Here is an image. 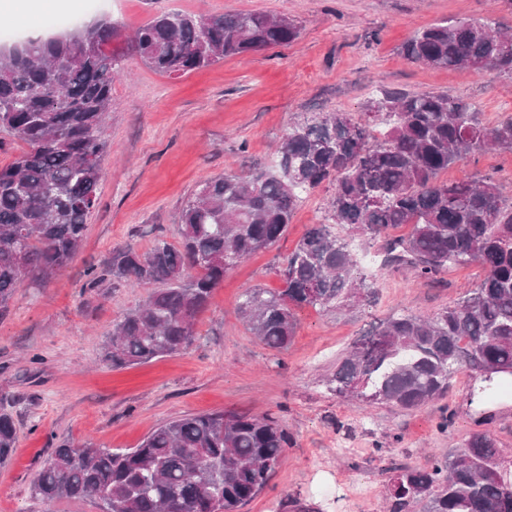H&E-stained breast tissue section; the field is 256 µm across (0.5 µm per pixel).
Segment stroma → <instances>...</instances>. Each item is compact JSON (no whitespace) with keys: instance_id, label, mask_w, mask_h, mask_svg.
I'll return each instance as SVG.
<instances>
[{"instance_id":"35a3bbf8","label":"stroma","mask_w":512,"mask_h":512,"mask_svg":"<svg viewBox=\"0 0 512 512\" xmlns=\"http://www.w3.org/2000/svg\"><path fill=\"white\" fill-rule=\"evenodd\" d=\"M25 16L0 26L30 35L34 20L76 23L106 16L121 25L122 55L104 120L108 151L99 205L74 260L45 285L19 288L0 311V408L16 424L18 446L0 465V512H97L93 504H45L31 493L44 460L59 444L92 440L138 447L161 424L188 413L239 411L277 416L292 437L268 488L242 512H386L392 464L424 467L475 432L497 439L512 467V378L481 395L480 375L452 377L447 395L418 410L366 406L336 397L329 379L362 335L400 313L432 316L461 300L483 276L480 265L452 268L438 280L406 267L380 270V242L354 239L361 266L376 276L378 298L338 311L297 312L288 349L271 351L239 320L248 288H280L276 273L333 194L325 184L300 203L286 235L224 275L198 315L184 352L114 369L101 360L112 323L147 291L104 283L86 288L88 268L105 267L119 246L147 250L179 239L181 212L208 179L267 165L288 128L304 118L348 112L362 118L387 89L442 92L474 103L483 123L512 113V79L490 70L437 69L406 60L404 42L442 21L463 19L512 31V0H29ZM216 16L264 12L300 29L285 47L224 58L174 78L127 48V37L159 12ZM489 176L512 201V152L474 153L441 173L452 182ZM455 413L440 430L445 409Z\"/></svg>"}]
</instances>
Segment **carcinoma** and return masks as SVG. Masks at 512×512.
<instances>
[{
  "label": "carcinoma",
  "instance_id": "carcinoma-1",
  "mask_svg": "<svg viewBox=\"0 0 512 512\" xmlns=\"http://www.w3.org/2000/svg\"><path fill=\"white\" fill-rule=\"evenodd\" d=\"M118 36L116 24L101 19L0 46V128L26 145L0 166L1 309L25 281H49L81 246L98 205ZM298 36L286 16L164 12L138 27L130 45L153 70L180 76ZM402 55L435 68L512 77V35L488 23L434 24L408 40ZM364 115L331 112L293 125L254 175L212 178L189 196L178 243L158 240L143 253L118 248L107 267L88 269L91 290L110 279L149 289L113 323L102 360L123 368L189 348L196 316L224 273L276 245L302 195L327 181L335 189L323 222L288 254L280 270L284 287L250 288L238 301L247 329L280 353L295 335V309L374 300V283L359 271L340 227L384 240L382 265L406 266L419 278L475 263L484 276L433 317L392 316L365 335L329 380L336 396L411 410L445 397L449 379L464 367L489 382L512 376V204L487 178L438 180L473 151L512 152V115L485 125L460 98L406 92L370 102ZM400 224L410 233L390 239ZM17 441L12 415L1 412L0 464ZM289 442L286 426L269 414H185L126 451L63 443L31 491L48 504L88 500L98 512H240L268 487ZM390 472V512H512V474L499 467L497 441L485 432L446 458L433 455L425 467L396 465Z\"/></svg>",
  "mask_w": 512,
  "mask_h": 512
}]
</instances>
